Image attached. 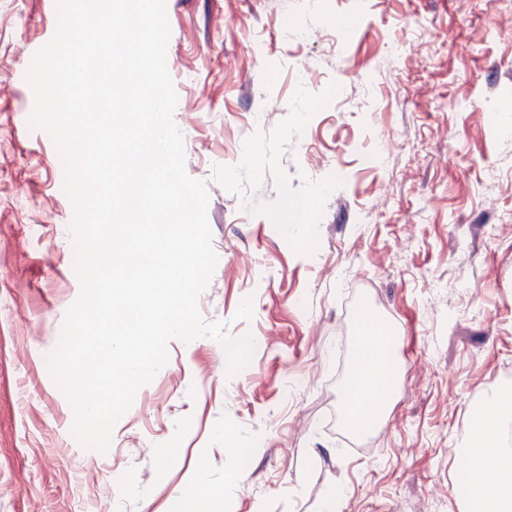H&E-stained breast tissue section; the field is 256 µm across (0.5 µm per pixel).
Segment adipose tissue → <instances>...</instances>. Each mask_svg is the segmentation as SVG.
<instances>
[{"label":"adipose tissue","mask_w":512,"mask_h":512,"mask_svg":"<svg viewBox=\"0 0 512 512\" xmlns=\"http://www.w3.org/2000/svg\"><path fill=\"white\" fill-rule=\"evenodd\" d=\"M389 381L381 328L366 323L347 392L346 413L352 425L381 413L376 396L388 388ZM479 401L485 414L465 443L469 459L465 502L469 512H512V449L499 442L503 426L512 422V389L481 395Z\"/></svg>","instance_id":"obj_1"}]
</instances>
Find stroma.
<instances>
[{
    "label": "stroma",
    "mask_w": 512,
    "mask_h": 512,
    "mask_svg": "<svg viewBox=\"0 0 512 512\" xmlns=\"http://www.w3.org/2000/svg\"><path fill=\"white\" fill-rule=\"evenodd\" d=\"M167 15L173 119L218 256L199 311L258 346L230 377L217 341L170 339L107 452L74 438L46 363L80 291L72 207L25 80L56 5L0 0V512H180L198 478L223 512H464L474 398L512 387V0ZM311 197L301 241L278 215ZM367 315L393 331L395 381L380 420L344 436Z\"/></svg>",
    "instance_id": "35a3bbf8"
}]
</instances>
